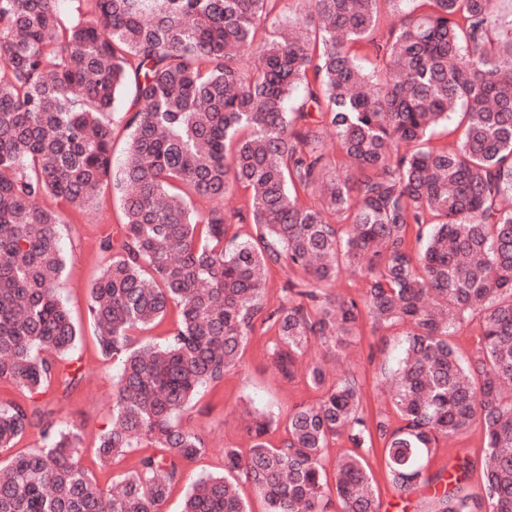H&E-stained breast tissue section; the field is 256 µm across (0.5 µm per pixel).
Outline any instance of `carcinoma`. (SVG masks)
I'll return each instance as SVG.
<instances>
[{
	"label": "carcinoma",
	"mask_w": 512,
	"mask_h": 512,
	"mask_svg": "<svg viewBox=\"0 0 512 512\" xmlns=\"http://www.w3.org/2000/svg\"><path fill=\"white\" fill-rule=\"evenodd\" d=\"M56 2L0 0V381L28 398L78 388L62 211L37 201L80 207L112 184L122 236L98 240L112 258L88 305L119 366L97 455L134 464L109 496L79 463L80 426L0 402L1 452L42 440L0 467V512H160L206 450L184 414L258 326L274 331L277 374L302 373L319 398L293 405L278 447L273 416L247 411L250 448L227 445L224 473L188 479L181 512H248L230 474L267 512H381L376 440L396 491L433 486L437 512H473L462 482L477 469L486 512H512V19L497 0H77L91 20ZM129 86L116 169L112 104ZM457 116V142L428 146ZM239 187L246 206L224 211ZM345 269L361 296L333 293ZM273 270L296 275L276 307ZM172 306L170 337L135 346ZM474 319L481 351L465 362L453 338ZM365 325L403 336L375 420L359 379L304 361L316 341L343 354ZM475 426L481 455L429 473L439 441ZM340 438L351 450L331 487L323 454Z\"/></svg>",
	"instance_id": "obj_1"
}]
</instances>
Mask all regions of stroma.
Wrapping results in <instances>:
<instances>
[{
  "instance_id": "1",
  "label": "stroma",
  "mask_w": 512,
  "mask_h": 512,
  "mask_svg": "<svg viewBox=\"0 0 512 512\" xmlns=\"http://www.w3.org/2000/svg\"><path fill=\"white\" fill-rule=\"evenodd\" d=\"M121 222L120 205L107 188L84 207L69 210L66 224L60 227V247L68 259L63 273L62 297L74 322L83 330L76 353L81 356L87 374L70 398L61 400L52 392L37 398L38 406L51 412L55 419L81 426L84 442L81 463L108 491L118 488L131 467V458L122 455L104 467L95 454L98 438L111 418L117 364L103 359L97 350L88 304L91 283L108 261L99 251L97 240L104 233L119 234ZM381 339L387 343V359H394L400 348L399 336L388 333ZM381 339L363 333L356 339V353L346 359L325 357L323 347L317 343L312 344L307 355L324 358L329 377L355 373L366 391V408L373 413L387 407L388 385L381 365L366 361L370 348ZM316 397V391L303 379L287 380L279 376L272 366L266 337H254L246 345L237 366L226 372L220 383L203 392L183 418L184 424L207 442L206 452L187 465V476L223 472L225 445L249 447L243 420L246 407L271 409L284 415L294 404L311 402ZM481 449V431L472 428L454 442H440L431 456L429 470L433 473L450 471L458 458L479 456ZM368 459L381 491L382 512H436L433 493L427 488H418L405 499L399 497L387 481L381 447H374Z\"/></svg>"
}]
</instances>
